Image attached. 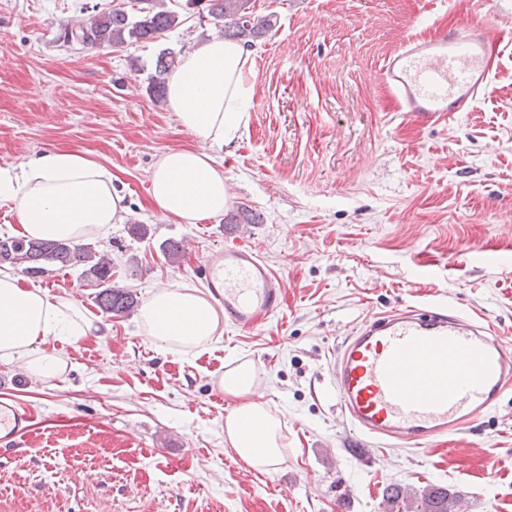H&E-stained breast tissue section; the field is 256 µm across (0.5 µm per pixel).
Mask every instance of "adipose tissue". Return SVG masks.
Masks as SVG:
<instances>
[{
	"label": "adipose tissue",
	"mask_w": 512,
	"mask_h": 512,
	"mask_svg": "<svg viewBox=\"0 0 512 512\" xmlns=\"http://www.w3.org/2000/svg\"><path fill=\"white\" fill-rule=\"evenodd\" d=\"M250 54L240 43L214 36L181 57L167 82V104L197 146L164 153L150 173L153 206L164 217L194 223L223 214L229 203L224 172L215 153L230 144L245 122L252 88ZM0 200L12 201L23 235L79 241L108 232L128 211L112 186V171L74 151L56 150L0 168ZM139 320L148 336L186 353L210 343L220 318L196 288L161 287L145 301ZM97 319L65 297H51L20 277L0 271V361L21 359L32 377L62 376L66 362L42 342L77 341L96 332ZM234 407L224 421V439L257 471L282 460L281 422L275 408L255 401L260 386L252 361L226 365L221 376Z\"/></svg>",
	"instance_id": "adipose-tissue-1"
}]
</instances>
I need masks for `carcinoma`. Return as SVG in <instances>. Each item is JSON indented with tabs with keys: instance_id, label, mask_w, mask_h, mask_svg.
Instances as JSON below:
<instances>
[{
	"instance_id": "cac0c4a2",
	"label": "carcinoma",
	"mask_w": 512,
	"mask_h": 512,
	"mask_svg": "<svg viewBox=\"0 0 512 512\" xmlns=\"http://www.w3.org/2000/svg\"><path fill=\"white\" fill-rule=\"evenodd\" d=\"M137 13L121 9L100 12L64 29L63 41L83 48L123 46L157 38L179 25V15L156 0H142ZM208 13L224 22L222 35L246 46L272 31L277 19L254 12L252 0H207ZM180 53L171 48L159 51L151 75V89L156 98L165 91V78L179 64ZM27 257L22 273L29 277L43 275L50 266L79 268L80 276L95 284L96 301L102 311L114 315L133 311L138 299L131 291L112 283V259L104 250L90 243L73 240H35L23 236L0 237V266L10 263L16 254ZM457 495L448 489L431 488L421 498L415 512H460Z\"/></svg>"
}]
</instances>
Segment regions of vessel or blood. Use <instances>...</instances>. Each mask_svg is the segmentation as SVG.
Wrapping results in <instances>:
<instances>
[{"instance_id":"obj_1","label":"vessel or blood","mask_w":512,"mask_h":512,"mask_svg":"<svg viewBox=\"0 0 512 512\" xmlns=\"http://www.w3.org/2000/svg\"><path fill=\"white\" fill-rule=\"evenodd\" d=\"M504 32L468 22L431 37L405 35L381 79L399 111L434 117L470 111L489 85ZM200 272L213 304L238 329L282 306L284 286L257 250L210 252ZM342 416L373 443L422 448L471 423L512 387V339L449 301L375 315L346 336L331 365ZM35 414L0 402V442L29 439Z\"/></svg>"}]
</instances>
